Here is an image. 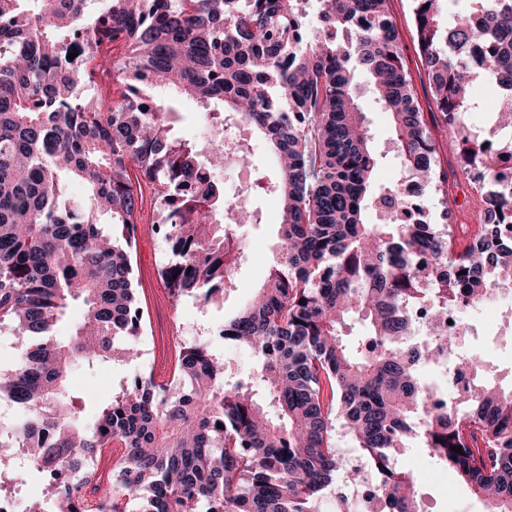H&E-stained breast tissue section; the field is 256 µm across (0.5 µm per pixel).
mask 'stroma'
Segmentation results:
<instances>
[{
  "mask_svg": "<svg viewBox=\"0 0 512 512\" xmlns=\"http://www.w3.org/2000/svg\"><path fill=\"white\" fill-rule=\"evenodd\" d=\"M391 19L403 45L405 69L412 80L416 98L426 121H433L437 110L415 40L412 0H390ZM361 107L372 134V148L378 159L374 183L385 186L399 179L400 162L392 149V130L388 113L383 112L370 92H363ZM437 161L448 171V194L455 202L457 223L477 221L479 203L456 157L448 147L446 129L435 128ZM250 204L260 216L259 223L245 225L242 238L246 249L234 270L235 284L224 292L222 306L202 308L194 297L173 296L160 279V270L168 262L170 251L162 234L152 231L156 219L151 204L140 213L141 227L133 251L134 287L139 306L146 314L138 343L139 357L129 365L105 364L94 370L80 367L71 373V386L99 401L115 391L120 381L137 373L153 377L157 383L171 381L177 361V349L171 337L177 328H193L198 340L208 342L218 355L234 365L235 373L248 372L253 358L242 346L211 337L210 330L233 315L246 303L265 279L270 254L278 241L279 202L269 195L251 197ZM464 317L472 327L465 348L481 351L496 365L501 379L512 378V325L505 324L500 308L470 310ZM399 467L413 475L419 491L429 496V512H479L483 501L473 495L454 474L434 464L426 449L411 444L398 458Z\"/></svg>",
  "mask_w": 512,
  "mask_h": 512,
  "instance_id": "stroma-1",
  "label": "stroma"
}]
</instances>
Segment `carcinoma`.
<instances>
[{
    "instance_id": "obj_1",
    "label": "carcinoma",
    "mask_w": 512,
    "mask_h": 512,
    "mask_svg": "<svg viewBox=\"0 0 512 512\" xmlns=\"http://www.w3.org/2000/svg\"><path fill=\"white\" fill-rule=\"evenodd\" d=\"M308 2L102 0L90 14L88 0H0V327L19 339L0 397L25 411L0 422V448L33 449L41 496L56 512H313L342 472L336 512H350L347 488L362 470L347 467L337 432L375 475L380 512L420 510L395 463L414 441L493 512H512V388L472 352L457 406L440 403L406 342L412 310L472 308L512 283V182L467 124L479 77L471 46L485 47L490 82L512 89V0L465 9L413 0L448 146L480 197L474 226L454 223L448 208V172L404 69L390 0H317L312 36ZM98 57L120 88L106 109L91 94ZM361 73L390 115L403 171L437 196L439 223L397 222V189L375 188ZM158 84L201 103L220 128L258 131L277 163L276 179L257 172L246 189L279 201L270 270L223 330L255 364L230 376L223 358L195 343L179 353L175 386L123 381L89 428L72 369L136 356L141 182L154 189V230L172 254L161 279L174 296L209 302L240 255L227 242L233 227L219 220L224 185L200 179L199 148L175 136L172 102L152 95ZM74 181L85 200L68 197ZM383 207L385 223H366ZM74 304L83 318L61 341L54 328ZM351 318L366 326L355 348L342 337ZM437 350L454 360L459 340L441 336ZM112 444L123 454L104 486L96 461ZM0 474L26 477L2 454ZM89 487L100 492L91 509ZM120 494L136 508L120 505Z\"/></svg>"
}]
</instances>
